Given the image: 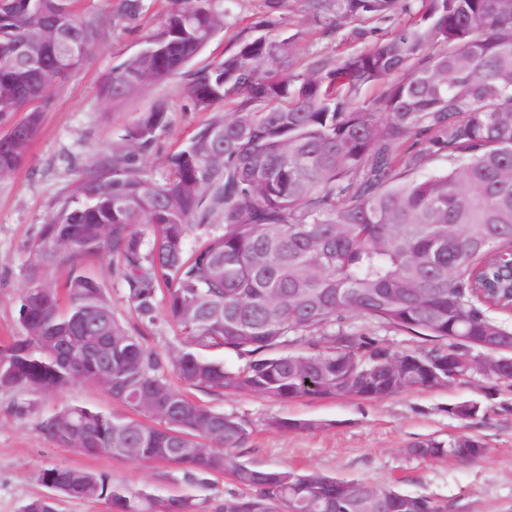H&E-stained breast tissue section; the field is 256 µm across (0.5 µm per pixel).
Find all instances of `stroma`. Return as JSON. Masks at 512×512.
<instances>
[{"mask_svg":"<svg viewBox=\"0 0 512 512\" xmlns=\"http://www.w3.org/2000/svg\"><path fill=\"white\" fill-rule=\"evenodd\" d=\"M117 3L81 0L82 11L101 19L104 36L79 68L53 88L24 163L0 187V345L21 333L19 297L26 286L29 247L39 240L60 202L97 161L111 156L113 145L121 142L140 115L158 103L166 107L165 125L141 162L154 178L164 177L168 155L183 147L213 115L233 110L229 102L215 104L208 112L196 110L188 93L195 73L234 52L239 37L248 34L252 21L264 10L263 0H227L224 29L184 73L146 84L126 99L112 102L101 96V83L160 28L170 0H143L139 16L119 23L112 20ZM351 31L347 25L325 36L308 29L300 0H290L275 29L281 36L296 35V48L303 57H335L357 48ZM79 263L102 283L116 317L126 326L137 324L120 263L108 253L80 257ZM185 391L189 398L246 422L249 435L235 450L246 464L386 484L409 495L446 502L449 512H512V386L483 374L380 400L303 397L274 402L245 392ZM466 400L478 402L481 411L464 422L448 409ZM65 406H85L117 417L130 414L107 391L83 382L57 394L0 390V512H24L27 503L45 495L39 475L53 466L105 473L114 483L160 501L189 498L202 512H212L213 504L238 491L221 475L190 481L166 463L88 456L56 446L41 433L39 424ZM275 419L314 421L318 427L284 431L272 427ZM462 433L482 439L487 448L482 459L422 460L406 452L415 441L445 440Z\"/></svg>","mask_w":512,"mask_h":512,"instance_id":"obj_1","label":"stroma"}]
</instances>
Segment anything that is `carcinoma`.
I'll use <instances>...</instances> for the list:
<instances>
[{
    "label": "carcinoma",
    "mask_w": 512,
    "mask_h": 512,
    "mask_svg": "<svg viewBox=\"0 0 512 512\" xmlns=\"http://www.w3.org/2000/svg\"><path fill=\"white\" fill-rule=\"evenodd\" d=\"M221 0H171L163 27L100 87L118 101L148 82L182 72L224 29ZM304 20L324 35L350 20L358 40L394 16L407 20L370 47L336 58L301 57L295 36H272L289 0H264L257 33L196 74L199 110L232 102L166 160L161 179L137 164L166 111L158 104L127 129L81 179L32 244L20 299L22 335L0 347V389L57 393L74 382L103 387L134 416L66 406L39 429L68 448H110L112 457L161 462L193 479L230 477L240 493L214 512H440L426 496L320 472L261 469L232 449L245 424L174 389L249 392L271 401L303 397L384 399L444 386L478 371L485 337L512 351V327L491 311H512V0H301ZM142 0H120L132 18ZM75 0H0V126L25 137L0 148V183L25 160L52 88L100 37ZM378 84L373 98L364 88ZM18 112L24 118L14 121ZM448 169L415 170L435 152ZM194 230L200 242H186ZM105 250L116 257L139 325L125 327L101 284L74 260ZM70 264L66 303L43 272ZM88 309L112 340L103 360L69 347L62 306ZM177 325L186 347L169 358L148 348L158 315ZM358 314L437 345L393 352L350 327ZM304 343L307 353L288 347ZM224 350L244 361L228 369L204 356ZM480 405L448 413L475 418ZM421 459L476 461L477 436L429 438L406 448ZM59 494L112 499L118 512H199L190 499L163 503L107 477L56 466L40 481Z\"/></svg>",
    "instance_id": "1"
}]
</instances>
